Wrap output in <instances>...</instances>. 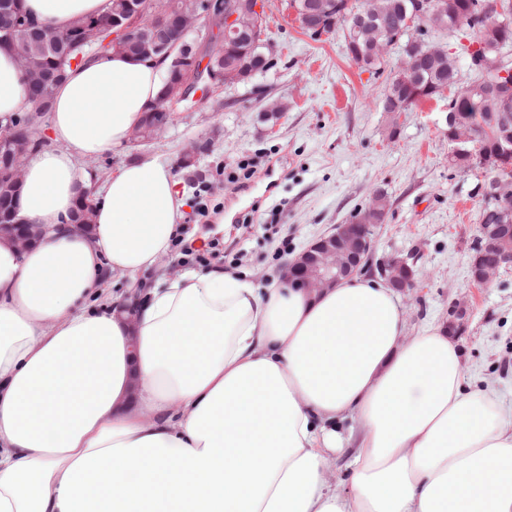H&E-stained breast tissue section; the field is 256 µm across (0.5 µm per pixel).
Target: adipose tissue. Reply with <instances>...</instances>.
<instances>
[{
    "mask_svg": "<svg viewBox=\"0 0 512 512\" xmlns=\"http://www.w3.org/2000/svg\"><path fill=\"white\" fill-rule=\"evenodd\" d=\"M64 30L109 0H25ZM165 68L107 52L52 93L51 149L28 162L0 238V512H512V412L468 390L446 325L408 336L387 282L309 293L220 268L157 277L136 314L105 274L157 269L185 198L146 153L105 180L89 234L69 216L79 160L124 146ZM32 107L0 46V117ZM348 456L350 490L329 487Z\"/></svg>",
    "mask_w": 512,
    "mask_h": 512,
    "instance_id": "1",
    "label": "adipose tissue"
}]
</instances>
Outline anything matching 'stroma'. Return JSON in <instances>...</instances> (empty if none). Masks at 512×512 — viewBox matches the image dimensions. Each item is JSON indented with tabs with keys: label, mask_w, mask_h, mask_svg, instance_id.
<instances>
[{
	"label": "stroma",
	"mask_w": 512,
	"mask_h": 512,
	"mask_svg": "<svg viewBox=\"0 0 512 512\" xmlns=\"http://www.w3.org/2000/svg\"><path fill=\"white\" fill-rule=\"evenodd\" d=\"M264 20L273 69L213 92L203 107H180L149 142L80 160L92 189L141 153L159 155L188 201L200 198L209 208L205 218L184 211L193 234L220 241L208 267L245 272L260 288L281 284L287 261L385 194L384 221L372 228L370 276L383 258L413 256L416 286L400 296L412 334L447 323L449 307L464 301L468 323L458 343L466 379L511 404L512 267L485 287L470 280L487 173L450 164L452 90L404 112L384 111L397 49L374 73L349 58L343 31L318 38L303 31L287 0H264ZM194 144L195 164L179 167ZM244 158L254 159V174L231 181Z\"/></svg>",
	"instance_id": "stroma-1"
}]
</instances>
